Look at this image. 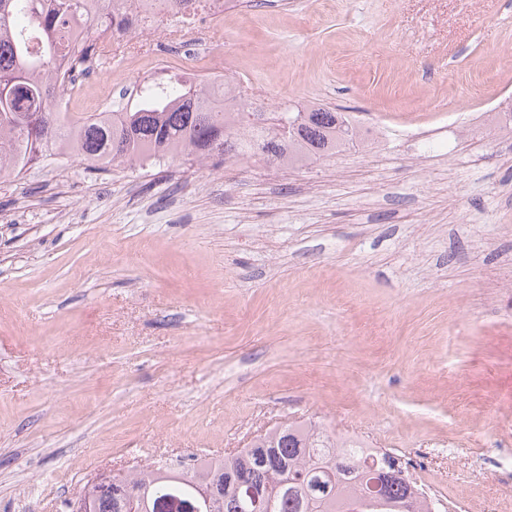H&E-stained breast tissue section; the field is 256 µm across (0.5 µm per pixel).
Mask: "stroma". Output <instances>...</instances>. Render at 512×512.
<instances>
[{
    "instance_id": "obj_1",
    "label": "stroma",
    "mask_w": 512,
    "mask_h": 512,
    "mask_svg": "<svg viewBox=\"0 0 512 512\" xmlns=\"http://www.w3.org/2000/svg\"><path fill=\"white\" fill-rule=\"evenodd\" d=\"M222 33L266 108L361 139L0 178V512L305 420L415 458L447 512H512L479 465L512 448V0H266Z\"/></svg>"
}]
</instances>
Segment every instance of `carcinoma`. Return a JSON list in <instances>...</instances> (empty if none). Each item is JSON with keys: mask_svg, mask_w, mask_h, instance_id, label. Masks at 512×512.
Listing matches in <instances>:
<instances>
[{"mask_svg": "<svg viewBox=\"0 0 512 512\" xmlns=\"http://www.w3.org/2000/svg\"><path fill=\"white\" fill-rule=\"evenodd\" d=\"M117 0H101L89 20L92 35L77 39L74 25L85 0H0V175L21 173L53 156L71 155L91 170L112 163L135 166L186 157L241 160L260 153L296 165L331 155L356 141L358 128L343 112L282 104L258 112L235 89L178 78L154 81L130 94L120 112L55 111L65 87L53 74L68 60L85 71L100 54L101 34L115 26ZM396 460L357 439L336 440L319 426L286 425L232 455L176 470L151 466L112 476L118 486L142 491L148 504L194 498L204 512H339V502L358 496L365 478L394 471ZM374 512H429L414 483L398 471ZM92 512H139V502L114 493L94 497Z\"/></svg>", "mask_w": 512, "mask_h": 512, "instance_id": "obj_1", "label": "carcinoma"}]
</instances>
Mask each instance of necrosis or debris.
Masks as SVG:
<instances>
[{
    "label": "necrosis or debris",
    "instance_id": "4bbe7bcc",
    "mask_svg": "<svg viewBox=\"0 0 512 512\" xmlns=\"http://www.w3.org/2000/svg\"><path fill=\"white\" fill-rule=\"evenodd\" d=\"M225 0H194L173 13L170 0H121L124 23L112 37L126 66L143 79L167 70L184 78L198 71L223 81L224 58L210 48L213 27L224 20Z\"/></svg>",
    "mask_w": 512,
    "mask_h": 512
}]
</instances>
